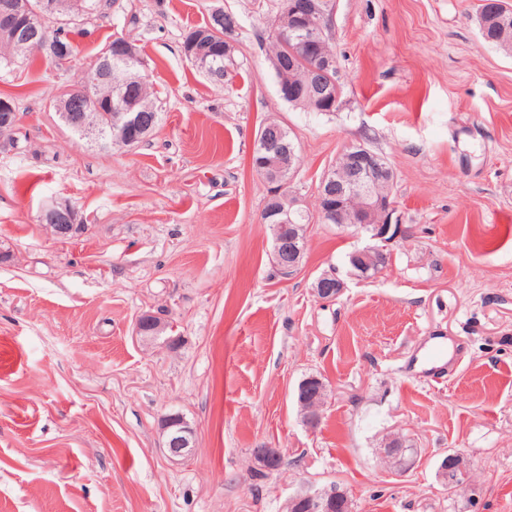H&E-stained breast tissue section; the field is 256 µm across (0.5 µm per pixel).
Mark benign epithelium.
Returning a JSON list of instances; mask_svg holds the SVG:
<instances>
[{
	"label": "benign epithelium",
	"mask_w": 512,
	"mask_h": 512,
	"mask_svg": "<svg viewBox=\"0 0 512 512\" xmlns=\"http://www.w3.org/2000/svg\"><path fill=\"white\" fill-rule=\"evenodd\" d=\"M335 11L334 0H310L308 12L300 13L296 0H283V7L278 20H288V26L282 28L280 40L297 42L314 51L315 65L313 73L320 83H328L324 95L320 97L321 111H337L342 105L340 96L331 88L332 73L337 71L336 55L321 50V43L326 39ZM0 26L11 30L12 42L25 45L32 49L40 48L36 41L41 28V20L32 16L28 10L27 0H8L0 7ZM139 62L136 47L127 39L119 36L113 39V45L105 56L101 75L95 83L107 88L102 99L110 102L113 126L124 132L118 140L112 139V130L101 127L98 113L84 108L79 112L73 111V104L67 100L60 106L58 115L61 121L83 137H92L106 147H129L134 140L126 136L130 131L145 134L153 129L146 122L138 104L127 102L123 88L127 83L138 79L139 74L127 72L124 75L112 77V59ZM16 114L9 111L7 105L0 106V138L7 140L15 131ZM264 158L258 162V167L264 179L272 184L268 201L270 205L265 212L266 223L273 228V245L270 260L286 277L300 270L304 253L305 238L295 232L286 237L282 236V225L288 221L291 209L301 208L300 201L293 196L288 185L294 175L293 163L297 146L294 142L283 139L277 141L264 140L261 144ZM350 175L340 180L334 172L328 171L322 177L318 190L320 206L316 208L315 216L323 223L355 224L367 228L371 239L378 244L357 250L352 255V266L355 278H364L368 272L376 271L372 264L375 258L386 255L387 246L400 231V225L392 223L394 205L390 197H384L374 191L375 174L380 172L386 178L393 177V170L387 161L366 147L363 143H351L343 150ZM42 221L50 233L59 240H69L75 237L79 225L76 224V213L67 203H55L42 212ZM345 283L334 272H325L313 283V291L318 299L332 302L343 292ZM169 324L160 317L145 313L136 322V334L144 339H152L161 335ZM317 399L307 410L305 424L315 429L322 418V410L326 401V386L316 376H309L300 381L296 398L307 397ZM164 448L169 457L177 458L188 454L192 448L193 430L179 415L170 414L163 422ZM407 451L404 438L393 435L385 440L381 457L389 467L398 472L405 467V452ZM252 456L254 462L265 470H275L280 467L282 453L278 448H255ZM462 459L458 455L444 458L439 466V475L448 485L453 484L455 477L461 472ZM349 501L345 490L336 485L322 489L307 488L292 496L286 506L287 512H332L336 502Z\"/></svg>",
	"instance_id": "obj_1"
}]
</instances>
